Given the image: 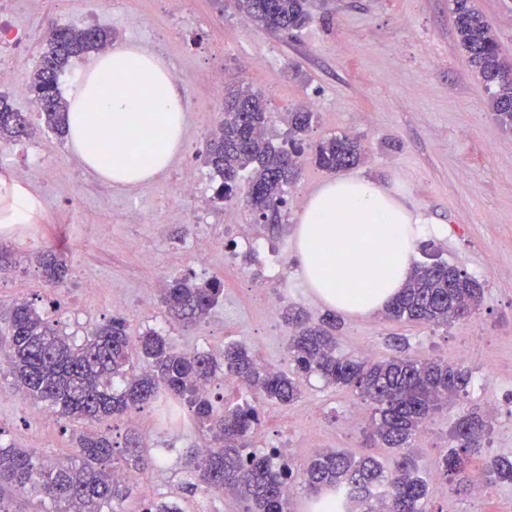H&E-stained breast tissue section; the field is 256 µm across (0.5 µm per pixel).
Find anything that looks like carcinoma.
<instances>
[{"mask_svg":"<svg viewBox=\"0 0 512 512\" xmlns=\"http://www.w3.org/2000/svg\"><path fill=\"white\" fill-rule=\"evenodd\" d=\"M240 13L259 27L299 31L311 19V0H235ZM457 43L467 66L488 93L494 120L512 136V58L502 54L497 37L475 7L474 0H448ZM111 32L98 27L54 25L43 41L38 64L27 82L44 125L65 136L68 102L59 87V75L73 59L103 50ZM314 113L300 109L287 113L288 132L295 137L312 124ZM270 113L259 92L248 84L225 88L224 120L204 144V163L217 180L214 198L224 200L246 180V202L262 223L282 224L288 186L299 176V155L277 148L266 137ZM29 135L26 115L0 96V143ZM365 159L361 141L346 134L320 141L310 161L327 172H339ZM43 280L61 286L69 273L63 254L48 247L35 255ZM224 295V282L212 277L203 283L189 276L172 278L161 291L167 314L184 328L204 323ZM483 288L466 271L442 261L417 264L396 300L383 311L391 321L446 326L472 316L481 306ZM9 336L3 351L15 386L69 422L101 423L123 418L145 405L162 401L188 409L196 434L208 442V451L186 450V465L194 481L181 491L198 487L213 493L231 491L243 504L242 512H290V495H309L323 489L336 492V501L360 512H429L430 477L419 473L414 442L426 421L448 403L463 398L472 372L442 359L415 360L397 354L384 360L353 358L336 352L334 331L340 318L327 314L317 324L299 310L288 309L285 321L294 334L289 355L296 377L263 366L242 342L224 344L215 355L180 351L157 332L133 340L125 320L114 317L100 323L81 344L73 343L59 322L27 301L13 303L5 312ZM320 377L324 385L349 388L372 404L368 439L393 450L389 466L375 457H355L338 451H320L307 468L295 471L273 453L257 454L250 434L260 424L257 406L244 399L229 403L202 390L228 376L252 400L283 405L301 397L298 377ZM490 432L483 416L472 412L455 422L457 447L437 462L433 477L454 476L467 490L482 479L512 484V458L491 457L481 470L473 467L482 455L481 441ZM74 458L46 463L26 448L0 444V512H16L15 496L33 491L38 497L30 512H125L132 485L113 480L114 469L144 473L153 467L137 439L117 449L101 432L71 433Z\"/></svg>","mask_w":512,"mask_h":512,"instance_id":"carcinoma-1","label":"carcinoma"}]
</instances>
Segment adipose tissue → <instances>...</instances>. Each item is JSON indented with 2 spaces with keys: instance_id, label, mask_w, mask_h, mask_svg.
I'll use <instances>...</instances> for the list:
<instances>
[{
  "instance_id": "adipose-tissue-1",
  "label": "adipose tissue",
  "mask_w": 512,
  "mask_h": 512,
  "mask_svg": "<svg viewBox=\"0 0 512 512\" xmlns=\"http://www.w3.org/2000/svg\"><path fill=\"white\" fill-rule=\"evenodd\" d=\"M67 142L116 187L150 182L183 144L186 101L169 67L139 47L98 54L69 94ZM40 202L13 182L0 228L33 224ZM424 219L401 194L363 176L325 182L298 214L300 272L329 309L368 316L400 294L417 264Z\"/></svg>"
}]
</instances>
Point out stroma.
<instances>
[{"label": "stroma", "mask_w": 512, "mask_h": 512, "mask_svg": "<svg viewBox=\"0 0 512 512\" xmlns=\"http://www.w3.org/2000/svg\"><path fill=\"white\" fill-rule=\"evenodd\" d=\"M8 19L25 38L19 52L0 45V59L10 62L16 76L37 64L49 24L96 25L110 30L113 41L152 49L171 69L188 74L183 90L193 121L165 172L120 189L88 174L67 142L35 118L30 99L1 85L0 94L15 110L32 115L34 131L0 148L9 156L0 164V197L29 153H37L43 165L25 178L41 200L34 231L0 234V251L17 260L0 271V306L28 300L80 341L112 318L111 299L121 295L130 336L154 330L178 349L214 353L240 341L262 363L291 371L290 330L281 316L267 313L257 294L268 289L280 295L282 306L304 308L316 318L325 314L300 274L295 252L297 215L330 174L305 165L286 195L287 228L275 235L256 224L243 201L214 202L215 182L196 152L223 118L224 102L211 99L209 80L218 75L230 84L242 76L275 114L267 132L274 145H282L287 135L282 114L300 105L316 114L303 136L305 145L343 133L359 137L368 160L353 168V175L399 188L405 204L426 218L423 239L433 243L434 255L466 270L484 289L478 311L441 327L392 324L376 315L342 317L337 350L343 355L386 358L398 338L416 359L453 363L466 351L462 360L473 369L474 384L467 397L435 415L428 434L415 442L421 473L431 475L438 459L454 448L452 428L471 408L491 422L485 457L512 456V138L496 125L489 97L465 63L448 0H322L312 22L292 35L242 23L232 0H184L177 17L166 13L161 0H41L38 9L15 11ZM190 180L199 185L198 195L180 199ZM186 224L193 227L187 235L181 232ZM236 224L252 225L259 248L237 244ZM200 235L214 241L203 266L194 259ZM48 246L62 251L69 266L68 280L57 290L44 284L33 260ZM276 265L282 277L267 282ZM187 272L200 282L224 281L223 300L206 323L189 331L159 302L165 280ZM89 280L98 283V293L84 294ZM302 389L294 405H264L253 446L263 451L288 440L295 448L289 461L297 468L323 446L364 452L368 404L351 390L325 387L316 376ZM43 409L0 370V442L33 449L45 460L68 453L63 419L43 424ZM137 417L133 425L124 420L109 425L116 447H124L135 432L158 459L135 483L126 512L172 496L183 512H191L196 497L177 488L185 478L190 424H164L154 402ZM453 487L433 479L430 512H512L510 484L489 485L479 498Z\"/></svg>", "instance_id": "obj_1"}]
</instances>
